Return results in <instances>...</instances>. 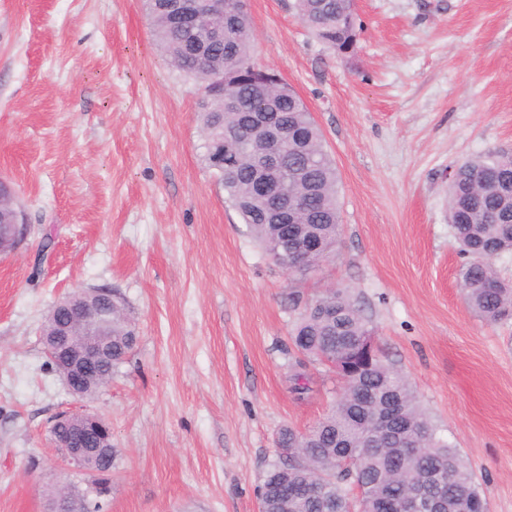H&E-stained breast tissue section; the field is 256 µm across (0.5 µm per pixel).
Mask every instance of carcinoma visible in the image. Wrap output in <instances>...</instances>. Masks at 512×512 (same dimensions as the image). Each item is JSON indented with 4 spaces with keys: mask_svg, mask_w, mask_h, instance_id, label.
Segmentation results:
<instances>
[{
    "mask_svg": "<svg viewBox=\"0 0 512 512\" xmlns=\"http://www.w3.org/2000/svg\"><path fill=\"white\" fill-rule=\"evenodd\" d=\"M172 0H144L146 13L165 58L193 78L202 97L195 119L203 134V159L213 170L229 201L248 224L253 237L288 274L295 258L285 250L309 243L317 251L308 261L330 260L340 241L339 175L312 114L293 93L276 100L252 82L245 64L254 61V32L249 14L234 12L233 0H197V24L172 19ZM301 22L327 47L350 53L354 30L349 24L351 0H296ZM224 28V37H211ZM233 99L234 111L224 109ZM246 112H273L277 123L298 139L284 148L288 179V213L280 224L265 220L254 193L258 172L253 157L261 144L259 131H248L227 144L225 136L243 125ZM234 157L226 169L225 149ZM501 166L508 184L481 183L490 167ZM451 233L464 257L461 290L471 310L486 322L512 317V283L503 281L494 260L512 253V155L489 152L459 165L448 183ZM294 307L303 306L291 339L300 354L299 368L317 362L342 380L330 411L311 429L279 431L276 443L301 453L270 469L260 487L264 512H396L408 489L425 486L441 499L445 512H488L473 475L458 451L436 437L429 417L416 401L406 377L384 359L379 349L363 348L374 329L355 300L342 289H327L303 305L290 293ZM136 329L123 302L112 308V366L132 353Z\"/></svg>",
    "mask_w": 512,
    "mask_h": 512,
    "instance_id": "carcinoma-1",
    "label": "carcinoma"
}]
</instances>
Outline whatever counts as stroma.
Listing matches in <instances>:
<instances>
[{
    "label": "stroma",
    "mask_w": 512,
    "mask_h": 512,
    "mask_svg": "<svg viewBox=\"0 0 512 512\" xmlns=\"http://www.w3.org/2000/svg\"><path fill=\"white\" fill-rule=\"evenodd\" d=\"M294 0H249L254 59L309 108L336 162L343 232L288 276L203 160L198 84L165 60L143 0H0V179L32 233L0 255V512H44L70 474L62 410L106 417L118 450L100 512H258L280 428L304 431L338 383L297 355L288 301L348 289L439 436L488 502L512 512V320L468 308L448 179L512 152V0H356L341 56ZM104 288L137 344L91 399L41 337L52 305Z\"/></svg>",
    "instance_id": "obj_1"
}]
</instances>
